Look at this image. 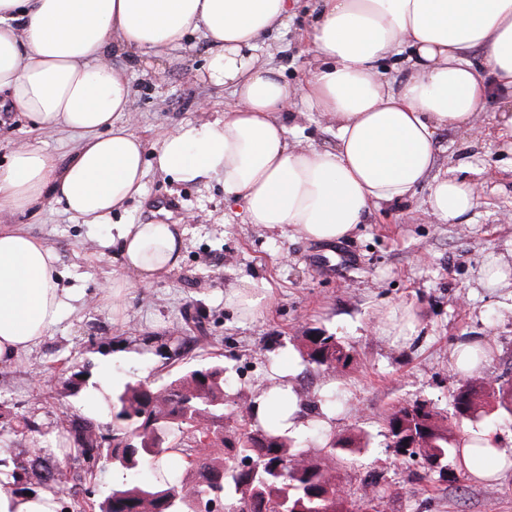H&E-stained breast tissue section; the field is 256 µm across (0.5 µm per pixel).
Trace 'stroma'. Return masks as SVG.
<instances>
[{
  "label": "stroma",
  "instance_id": "obj_1",
  "mask_svg": "<svg viewBox=\"0 0 512 512\" xmlns=\"http://www.w3.org/2000/svg\"><path fill=\"white\" fill-rule=\"evenodd\" d=\"M314 0H299L287 25L270 36L262 58L280 70L291 87L307 77L306 39ZM189 50L130 63L133 130L145 145L186 121L203 122L231 105L223 90L202 82L206 55L201 33L189 34ZM512 103L489 98L478 125L485 137L448 130L441 134L436 169L463 167L479 185V202L456 223L427 211L428 188L411 200L381 206L336 245L305 239L287 227L249 224L239 207L224 201V185L177 183L147 170L140 197L130 200L112 224H80L47 203L23 214H1L57 252L63 287L84 301L19 360L0 364V449L6 458L51 448L64 419L109 423L108 402L116 389L137 381L163 382L186 369L223 362L230 382L225 411L236 420L262 384L298 366L294 381L304 395L307 422L295 444L325 464L326 438L353 437L357 448L340 450L330 475L348 512H512V470L483 482L456 471L448 478L424 470L419 460L396 457L387 448L384 419L392 409L427 402L440 417L452 413L454 394L473 382L512 381V142L493 137L501 113ZM288 141L329 149L334 132L320 113L294 105L284 117ZM21 142H35L66 164L78 142L57 128L30 130L22 113L0 108V164ZM162 221L184 232L181 262L164 280L127 292L125 319L113 321L110 305L98 302L101 288L125 276L113 223ZM348 263L326 267L331 250ZM506 263L505 277L487 284L492 259ZM247 284L270 289L266 308L246 317L226 300ZM410 307L416 333L409 345L381 335L388 310ZM196 315L205 336L177 358L185 313ZM336 336L348 356L335 370L303 362L300 352L315 330ZM464 342L487 350L478 370L463 376L454 353ZM78 373L69 385L54 373L57 360ZM476 431L491 432L512 448V414L498 396L484 398ZM331 420H324V413ZM35 418L40 429L20 434L18 424ZM376 481L382 497L365 501L363 487Z\"/></svg>",
  "mask_w": 512,
  "mask_h": 512
}]
</instances>
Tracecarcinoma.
Wrapping results in <instances>:
<instances>
[{
    "instance_id": "cac0c4a2",
    "label": "carcinoma",
    "mask_w": 512,
    "mask_h": 512,
    "mask_svg": "<svg viewBox=\"0 0 512 512\" xmlns=\"http://www.w3.org/2000/svg\"><path fill=\"white\" fill-rule=\"evenodd\" d=\"M308 342L309 363L325 370L345 357L336 337L324 331ZM224 373V364L214 362L159 385H125L110 400L112 444L104 442L96 421L71 420L62 435L73 452L51 457L40 452L24 461L0 459V489L12 494L38 490L60 500L93 478L102 456L115 468L144 464L160 474L168 454L177 453L196 471L193 481L117 485L99 502V512H195L199 499H217L229 512H338L340 497L327 471L293 450V439L260 425L253 403H248L240 424L224 426ZM493 391L491 385L459 389L453 399L454 423L476 420L481 397ZM385 424L396 439L415 435L424 442L421 460L430 472L436 462L448 468L463 461L462 448L425 402L393 410ZM238 458L252 460L253 468H237Z\"/></svg>"
}]
</instances>
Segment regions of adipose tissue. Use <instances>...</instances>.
Instances as JSON below:
<instances>
[{
	"label": "adipose tissue",
	"instance_id": "1",
	"mask_svg": "<svg viewBox=\"0 0 512 512\" xmlns=\"http://www.w3.org/2000/svg\"><path fill=\"white\" fill-rule=\"evenodd\" d=\"M296 0H0V99L33 128L61 127L80 141L66 165L39 144L0 165V213L45 202L83 224H104L143 193L146 167L182 182L224 183L251 224L286 225L302 237L345 238L372 208L428 187L430 214L453 223L474 209L473 181L435 175L439 135L475 130L493 92L512 95V0H316L308 76L291 88L262 62L264 37L286 25ZM202 32L201 78L233 102L222 116L184 122L145 146L130 119L132 86L112 52L142 59L184 48ZM481 51L483 69L470 56ZM398 57L405 73L383 71ZM333 125L334 148L290 146L283 121L293 100ZM134 280L113 279L99 299L121 315L133 283L162 280L181 261L173 224L115 227ZM61 285L55 250L0 227V362L30 350L78 301ZM260 423L293 436L305 412L293 385L258 399ZM466 475L499 479L512 454L480 433Z\"/></svg>",
	"mask_w": 512,
	"mask_h": 512
}]
</instances>
